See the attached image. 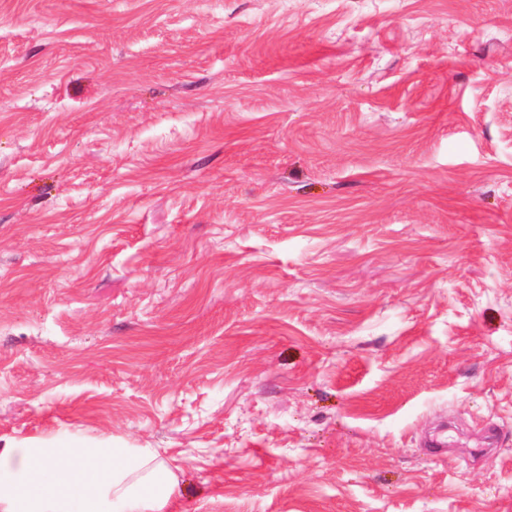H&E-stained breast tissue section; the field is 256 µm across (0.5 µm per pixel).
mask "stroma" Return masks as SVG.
Instances as JSON below:
<instances>
[{
    "mask_svg": "<svg viewBox=\"0 0 512 512\" xmlns=\"http://www.w3.org/2000/svg\"><path fill=\"white\" fill-rule=\"evenodd\" d=\"M64 432L512 512V0H0V444Z\"/></svg>",
    "mask_w": 512,
    "mask_h": 512,
    "instance_id": "obj_1",
    "label": "stroma"
}]
</instances>
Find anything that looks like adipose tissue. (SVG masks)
I'll list each match as a JSON object with an SVG mask.
<instances>
[{
  "instance_id": "obj_1",
  "label": "adipose tissue",
  "mask_w": 512,
  "mask_h": 512,
  "mask_svg": "<svg viewBox=\"0 0 512 512\" xmlns=\"http://www.w3.org/2000/svg\"><path fill=\"white\" fill-rule=\"evenodd\" d=\"M177 477L159 453L62 433L0 445V512H167Z\"/></svg>"
}]
</instances>
